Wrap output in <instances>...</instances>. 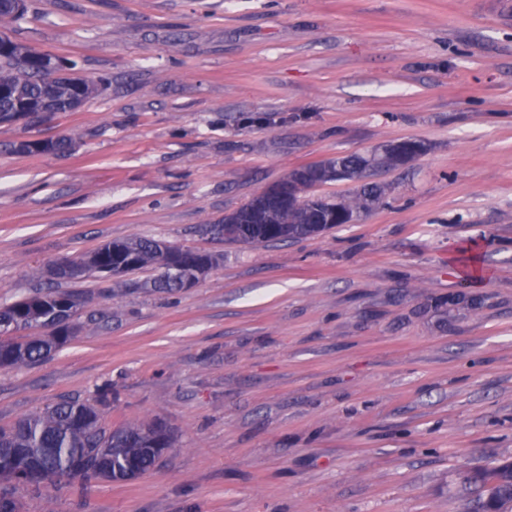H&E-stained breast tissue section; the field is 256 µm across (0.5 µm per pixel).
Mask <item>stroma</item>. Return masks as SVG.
Here are the masks:
<instances>
[{
	"label": "stroma",
	"mask_w": 512,
	"mask_h": 512,
	"mask_svg": "<svg viewBox=\"0 0 512 512\" xmlns=\"http://www.w3.org/2000/svg\"><path fill=\"white\" fill-rule=\"evenodd\" d=\"M26 4L0 32L99 91L0 125V306L81 297L66 343L0 368V428L107 387V427L174 443L129 481L17 487L22 512H470L512 462V0ZM399 139L426 150L359 221L214 235L294 168ZM137 237L220 260L176 293L154 267L47 275Z\"/></svg>",
	"instance_id": "obj_1"
}]
</instances>
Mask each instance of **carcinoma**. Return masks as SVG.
Here are the masks:
<instances>
[{"label": "carcinoma", "mask_w": 512, "mask_h": 512, "mask_svg": "<svg viewBox=\"0 0 512 512\" xmlns=\"http://www.w3.org/2000/svg\"><path fill=\"white\" fill-rule=\"evenodd\" d=\"M18 52L29 53L26 64L15 57H0V114H8L23 103L67 111L75 101L83 105L94 96L98 87L88 80L77 89L67 79L49 82L44 73V59L31 52V46L16 42ZM417 158L412 153L397 163L385 152L370 155L338 156L297 169L303 181L298 188L302 203L287 204L273 211L268 219H256L252 224L216 225L217 234L224 235L227 244L264 243L305 238L320 234L339 224L358 221L379 202L384 186L368 182L360 185L348 199L333 200L318 196L312 190L328 181L354 180L362 171L406 167ZM116 251L96 249L74 263H88L92 269L114 262L132 261L128 271L146 266L161 270L154 287L167 292L181 290L180 275L166 268L159 242L133 238L113 242ZM76 307V296L60 294L51 289L39 295L35 302L21 299L0 308V367L29 366L47 358L62 345L69 333V320ZM43 327L45 336L16 340L23 329ZM171 430L161 422L140 424L107 431L100 423L98 409L79 401H64L18 420L9 429H0V512H20L13 489L29 486L25 480L38 474L57 482L78 478L85 483L96 480L128 481L158 466L160 449L172 447ZM479 481L484 499L473 512H512V464L503 465Z\"/></svg>", "instance_id": "carcinoma-1"}]
</instances>
